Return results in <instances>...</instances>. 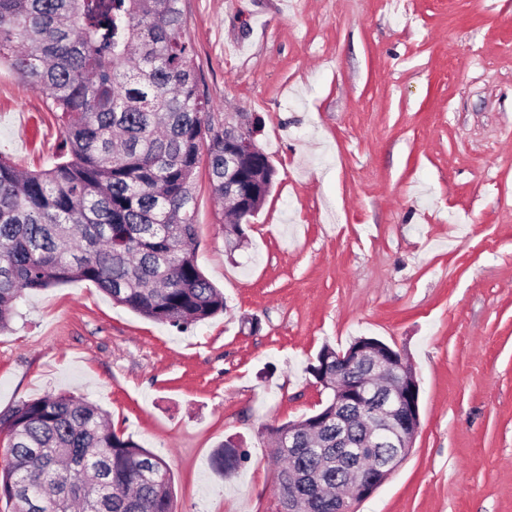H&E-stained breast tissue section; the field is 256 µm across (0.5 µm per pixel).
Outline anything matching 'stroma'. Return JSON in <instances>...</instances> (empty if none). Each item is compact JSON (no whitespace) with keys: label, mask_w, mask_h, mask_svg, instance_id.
<instances>
[{"label":"stroma","mask_w":512,"mask_h":512,"mask_svg":"<svg viewBox=\"0 0 512 512\" xmlns=\"http://www.w3.org/2000/svg\"><path fill=\"white\" fill-rule=\"evenodd\" d=\"M201 93L276 176L229 251L206 167L197 264L223 313L186 331L87 281L0 332V413L71 392L162 456L176 512H276L266 429L319 411L324 345L373 337L420 387L403 465L353 512H512V0H181ZM61 122L0 59V156L39 171ZM249 459L211 465L225 440Z\"/></svg>","instance_id":"stroma-1"}]
</instances>
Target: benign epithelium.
<instances>
[{
	"mask_svg": "<svg viewBox=\"0 0 512 512\" xmlns=\"http://www.w3.org/2000/svg\"><path fill=\"white\" fill-rule=\"evenodd\" d=\"M224 113V139L240 150H255L253 130L230 122ZM363 363L370 368L361 382H340L336 402L355 409L362 424L363 441L351 438V424L336 417V459L327 466L344 474L348 495L336 498V512H348L356 499L371 496L409 456L419 430V382L415 368L402 354L375 341H364L346 352L336 353V366ZM386 448L374 464L364 462V449Z\"/></svg>",
	"mask_w": 512,
	"mask_h": 512,
	"instance_id": "benign-epithelium-1",
	"label": "benign epithelium"
}]
</instances>
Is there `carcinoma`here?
<instances>
[{
  "label": "carcinoma",
  "instance_id": "1",
  "mask_svg": "<svg viewBox=\"0 0 512 512\" xmlns=\"http://www.w3.org/2000/svg\"><path fill=\"white\" fill-rule=\"evenodd\" d=\"M8 56L60 113L62 151L41 171L0 158V329L24 292L89 281L118 305L183 330L224 312V294L196 259L194 178L200 144L215 200L235 222L268 196L275 171L262 150L224 168V120L197 89L195 51L180 0H0V58ZM336 349L309 372L336 415ZM296 428H268L281 465L279 512L302 492L291 471L312 470L325 449L282 447ZM10 459L0 499L12 512H175L159 455L113 430L98 405L69 393L21 401L0 413ZM246 460L231 441L213 466L230 478Z\"/></svg>",
  "mask_w": 512,
  "mask_h": 512
}]
</instances>
